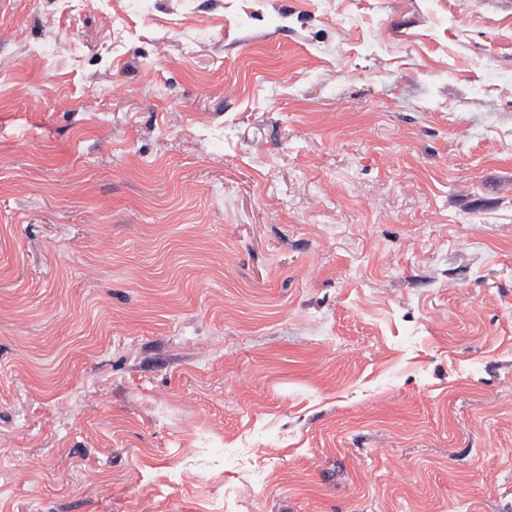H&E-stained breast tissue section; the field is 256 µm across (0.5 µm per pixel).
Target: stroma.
I'll list each match as a JSON object with an SVG mask.
<instances>
[{"mask_svg": "<svg viewBox=\"0 0 512 512\" xmlns=\"http://www.w3.org/2000/svg\"><path fill=\"white\" fill-rule=\"evenodd\" d=\"M58 8L0 0V512H512V0Z\"/></svg>", "mask_w": 512, "mask_h": 512, "instance_id": "obj_1", "label": "stroma"}]
</instances>
